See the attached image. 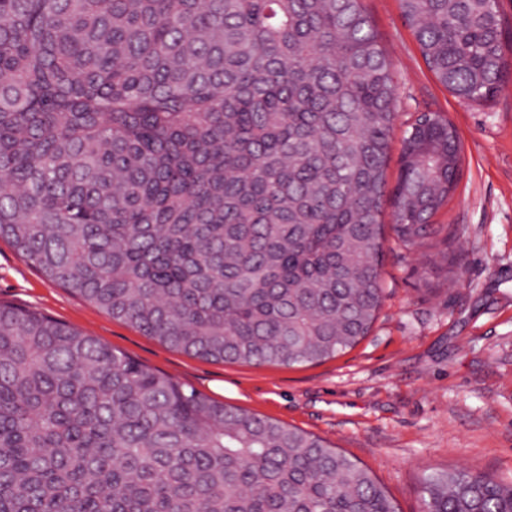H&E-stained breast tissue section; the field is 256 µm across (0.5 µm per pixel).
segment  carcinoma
I'll use <instances>...</instances> for the list:
<instances>
[{
    "instance_id": "obj_1",
    "label": "carcinoma",
    "mask_w": 512,
    "mask_h": 512,
    "mask_svg": "<svg viewBox=\"0 0 512 512\" xmlns=\"http://www.w3.org/2000/svg\"><path fill=\"white\" fill-rule=\"evenodd\" d=\"M363 0H0V240L168 348L304 366L367 336L385 205L406 247L459 174L438 113L387 161L397 88ZM440 83L512 79L499 0H399ZM425 512L512 484L423 481ZM0 512H397L324 439L0 303Z\"/></svg>"
}]
</instances>
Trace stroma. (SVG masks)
<instances>
[{
  "label": "stroma",
  "mask_w": 512,
  "mask_h": 512,
  "mask_svg": "<svg viewBox=\"0 0 512 512\" xmlns=\"http://www.w3.org/2000/svg\"><path fill=\"white\" fill-rule=\"evenodd\" d=\"M398 85L397 130L447 116L461 165L436 234L409 250L387 233L371 332L302 367L206 361L174 351L48 280L0 241V302L41 312L218 402L326 440L368 468L399 512L420 482L466 469L512 482V83L487 106L426 66L398 0H363Z\"/></svg>",
  "instance_id": "35a3bbf8"
}]
</instances>
